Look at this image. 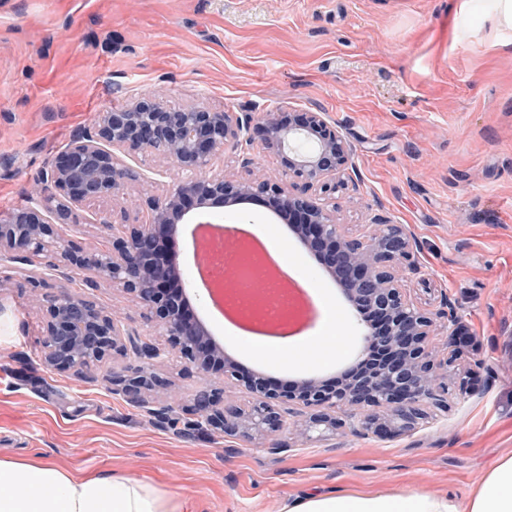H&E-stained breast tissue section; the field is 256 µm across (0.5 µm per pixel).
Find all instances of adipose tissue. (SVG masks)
Segmentation results:
<instances>
[{"mask_svg":"<svg viewBox=\"0 0 512 512\" xmlns=\"http://www.w3.org/2000/svg\"><path fill=\"white\" fill-rule=\"evenodd\" d=\"M0 512H190L154 483L74 471L43 459H0ZM284 512H512V456L496 461L467 503L420 492H328L288 502Z\"/></svg>","mask_w":512,"mask_h":512,"instance_id":"obj_1","label":"adipose tissue"}]
</instances>
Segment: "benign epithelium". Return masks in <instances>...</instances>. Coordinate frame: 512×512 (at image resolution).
I'll return each mask as SVG.
<instances>
[{
  "mask_svg": "<svg viewBox=\"0 0 512 512\" xmlns=\"http://www.w3.org/2000/svg\"><path fill=\"white\" fill-rule=\"evenodd\" d=\"M260 142L274 154L283 178L265 179L245 173H210V162L242 145ZM150 153L177 172L161 199L147 202V219L128 224L112 235L109 246L94 252L69 249L56 226L71 223L74 209L87 203L125 195L129 168L117 154ZM353 150L322 112L282 110L266 118L235 117L198 104L175 108L156 92H148L120 109L101 113L93 131L73 139L55 158L49 178L59 191L56 202L30 203L0 217V261L21 253L51 252L52 270L70 280L88 272V281L117 285L166 336V346H146L152 360L174 355L209 375L214 385L198 394L187 408L202 422L226 436L253 442L282 428L281 405L295 402L305 412L296 422L303 442L336 433V410L360 417L363 431L395 438L416 431L430 400L446 409L436 390H448V360H436L429 337L448 336L447 352H458L463 335L448 296L436 309L415 302L404 284V271L418 273L417 243L402 225L380 214L370 218L378 230L362 242L336 222V206L327 201L353 182ZM267 199L275 211L295 219L294 233L320 258L350 303L352 316L363 326V350L381 346L385 359L369 373L329 387L316 378L288 390L256 373L244 372L224 356V348L207 326L186 311L183 278L164 258L167 237L180 224L211 222L209 209L232 207L255 198ZM45 307L42 359L46 366L93 379L92 365L127 352L118 320L81 291L42 294ZM232 379L252 395L249 404L221 402L224 380ZM115 391L122 392L157 416L153 396L169 383L148 363L112 372Z\"/></svg>",
  "mask_w": 512,
  "mask_h": 512,
  "instance_id": "obj_1",
  "label": "benign epithelium"
}]
</instances>
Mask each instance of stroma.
<instances>
[{"instance_id":"obj_1","label":"stroma","mask_w":512,"mask_h":512,"mask_svg":"<svg viewBox=\"0 0 512 512\" xmlns=\"http://www.w3.org/2000/svg\"><path fill=\"white\" fill-rule=\"evenodd\" d=\"M155 88L175 107L324 113L353 147L355 185L336 196L343 231L363 237L372 208L404 225L419 245L411 295L433 307L449 296L470 334L448 376V408L426 405L423 426L399 438L347 426L298 445L289 425L302 408L289 403L286 429L247 443L188 427L185 409L210 379L171 355L156 364L170 384L156 404L176 411L150 415L106 382L138 365L135 354L96 366L91 382L43 364L45 312L29 284L38 270L46 288L88 292L124 332L166 344L120 288L53 275L43 254L0 265V459L153 479L196 512H282L288 499L354 488L465 500L512 455V31L464 0H0V216L54 194L46 175L56 155L101 112ZM125 162L132 206L77 210L59 228L73 248L101 247L99 221L114 210L145 222L147 200L170 187L154 156ZM211 217L285 247L322 304L310 335L328 328L343 342L316 358L267 354L210 316L204 290L187 289L190 311L225 354L281 387L352 366L362 328L283 220L261 200Z\"/></svg>"}]
</instances>
